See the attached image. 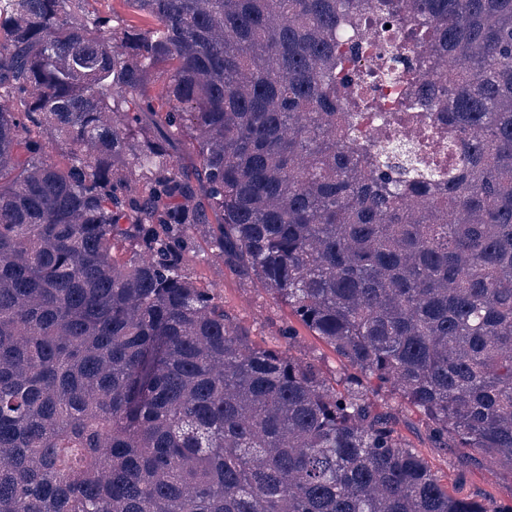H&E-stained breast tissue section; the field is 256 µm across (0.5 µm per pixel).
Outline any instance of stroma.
Segmentation results:
<instances>
[{"instance_id": "obj_1", "label": "stroma", "mask_w": 512, "mask_h": 512, "mask_svg": "<svg viewBox=\"0 0 512 512\" xmlns=\"http://www.w3.org/2000/svg\"><path fill=\"white\" fill-rule=\"evenodd\" d=\"M195 253L188 256L186 270L195 285L214 289L223 299L224 308L233 315L258 344L280 350H293L316 361L329 383L342 382L350 374V366L318 337L300 330L295 346L279 340L278 330L292 323L287 306L274 300L257 280L242 276L213 253L205 237H198ZM377 411L391 413L395 428L403 441L427 461L432 471L445 486H453L457 475H464L465 492L500 504L512 503V473L489 463L461 465L460 453L445 448L432 440L420 412L387 392L374 398Z\"/></svg>"}]
</instances>
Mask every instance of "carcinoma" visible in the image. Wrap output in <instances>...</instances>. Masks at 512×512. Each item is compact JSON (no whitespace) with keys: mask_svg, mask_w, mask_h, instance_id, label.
<instances>
[{"mask_svg":"<svg viewBox=\"0 0 512 512\" xmlns=\"http://www.w3.org/2000/svg\"><path fill=\"white\" fill-rule=\"evenodd\" d=\"M89 2L0 0V512H512L372 403L512 473V0H127L148 29ZM373 9L431 77L406 126L448 125L455 163L381 178L355 135L336 45ZM199 227L342 387L191 281ZM373 401L378 412H388L394 416L395 428L403 443L415 449L440 482L452 490L455 478L461 474L460 452L455 448H442L443 445L432 440L420 412L400 402L395 395L382 391Z\"/></svg>","mask_w":512,"mask_h":512,"instance_id":"1","label":"carcinoma"}]
</instances>
